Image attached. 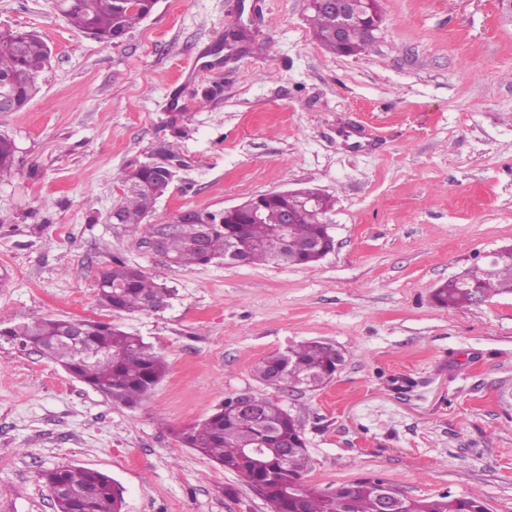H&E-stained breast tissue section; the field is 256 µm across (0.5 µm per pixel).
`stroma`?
I'll return each mask as SVG.
<instances>
[{
  "label": "stroma",
  "instance_id": "1",
  "mask_svg": "<svg viewBox=\"0 0 512 512\" xmlns=\"http://www.w3.org/2000/svg\"><path fill=\"white\" fill-rule=\"evenodd\" d=\"M379 3L375 44L338 56L307 0H157L114 45L54 0H0V30L51 49L40 93L0 112L17 146L0 176V328L108 318L167 365L132 409L0 341V512H56L41 475L62 465L110 475L123 512H267L176 437L239 394L301 422L310 487L372 474L512 512V294L432 297L512 244V18L498 0ZM236 29L249 39L232 54ZM163 157L175 177L140 232L112 223L118 174ZM301 187L335 200L316 265L185 267L158 247L186 213ZM115 256L166 280L168 306L107 315L96 278ZM309 340L344 355L324 388L258 377Z\"/></svg>",
  "mask_w": 512,
  "mask_h": 512
}]
</instances>
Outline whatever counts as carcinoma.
I'll list each match as a JSON object with an SVG mask.
<instances>
[{"label": "carcinoma", "mask_w": 512, "mask_h": 512, "mask_svg": "<svg viewBox=\"0 0 512 512\" xmlns=\"http://www.w3.org/2000/svg\"><path fill=\"white\" fill-rule=\"evenodd\" d=\"M114 0H61L59 7L71 24L82 32L93 31L107 43L113 35H124L150 12L152 0H129L117 8ZM311 25L319 42L337 55H355L371 46L376 37L371 21L352 25L340 36L336 29V13L324 7H312ZM50 61L46 42L31 32L0 33V78L12 79L0 86L22 110L39 92L38 78ZM16 154L14 140L0 135V173L11 169ZM121 197L112 210V221L125 224L136 233L168 191L170 182L148 165L124 171L117 177ZM297 213L299 223L292 225L288 244L276 235L282 222L283 208ZM334 207L332 197L321 193L311 202L291 196L288 202L269 199L256 224L242 212L233 224H216L204 243L198 242L202 225L184 221L163 242V250L179 265H205L216 258L231 263L228 252L237 249L247 264L278 266H310L320 261L310 246L326 244V225L322 217ZM98 298L111 314L156 311L166 305L171 293L166 283L145 274L119 258L105 267L98 277ZM512 293V254H504L493 263L475 265L448 280L434 293L436 303L448 308H464L490 298ZM67 320L38 318L30 323L0 329V340L16 345L34 342L44 344L41 356L53 360L74 378L97 389L112 400L128 407L142 404L149 386L163 377L166 364L154 347L142 337L102 320H83L84 345L94 351L85 358H68L62 350L47 343L60 335ZM343 356L331 345L311 340L302 342L285 355L274 352L257 367L260 379L269 381L272 373H285L284 382L317 390L335 376ZM257 423L239 414L233 398H227L201 422L183 428L178 441L211 459L222 469L243 481L265 487L262 497L269 512H378L371 485L348 483L332 492L309 488L305 477L311 468L299 421L278 402L254 397ZM256 439L263 441L258 456L247 457L243 445ZM293 448L288 460L280 459L282 444ZM46 486L55 491L57 512H122L123 498L111 476L86 467L62 466L42 474ZM288 487L299 497L295 502L283 493ZM417 512H481L483 500L477 494L413 499Z\"/></svg>", "instance_id": "cac0c4a2"}]
</instances>
